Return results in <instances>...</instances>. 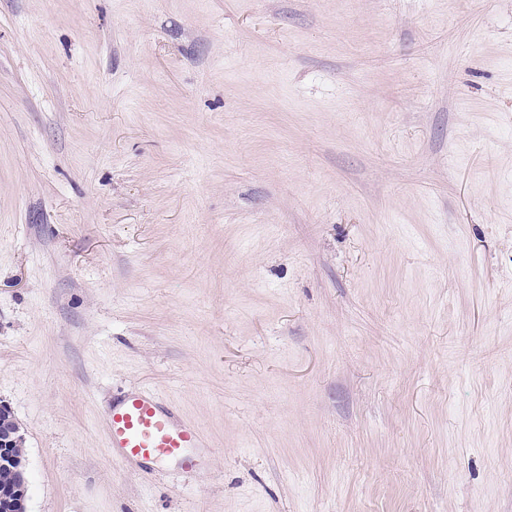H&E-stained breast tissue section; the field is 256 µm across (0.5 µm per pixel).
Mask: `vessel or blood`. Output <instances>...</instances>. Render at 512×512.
<instances>
[{
	"label": "vessel or blood",
	"mask_w": 512,
	"mask_h": 512,
	"mask_svg": "<svg viewBox=\"0 0 512 512\" xmlns=\"http://www.w3.org/2000/svg\"><path fill=\"white\" fill-rule=\"evenodd\" d=\"M107 422L113 457L142 468L169 461L193 468L192 449L205 445L195 424L180 419L170 405L145 387L129 391L112 405Z\"/></svg>",
	"instance_id": "b4317fda"
}]
</instances>
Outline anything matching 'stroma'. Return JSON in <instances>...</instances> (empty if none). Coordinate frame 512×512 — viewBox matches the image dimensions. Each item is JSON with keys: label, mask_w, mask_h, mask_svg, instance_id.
Here are the masks:
<instances>
[{"label": "stroma", "mask_w": 512, "mask_h": 512, "mask_svg": "<svg viewBox=\"0 0 512 512\" xmlns=\"http://www.w3.org/2000/svg\"><path fill=\"white\" fill-rule=\"evenodd\" d=\"M0 405L27 512H512V0H0ZM107 422L112 457L142 468L177 461L192 469L196 460L188 448L206 447L199 428L146 387L130 390L112 405ZM3 414L11 415L6 407L0 406V467L7 465L3 462V459H7L24 474V437L18 428H11L10 423L5 424Z\"/></svg>", "instance_id": "obj_1"}]
</instances>
